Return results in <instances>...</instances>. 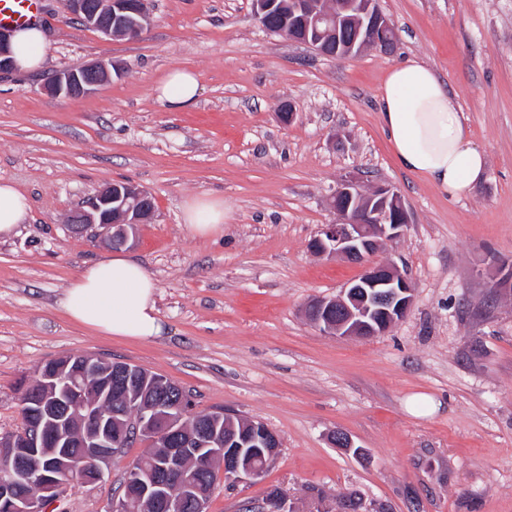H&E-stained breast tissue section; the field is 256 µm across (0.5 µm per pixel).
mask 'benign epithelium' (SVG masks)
I'll return each instance as SVG.
<instances>
[{
  "mask_svg": "<svg viewBox=\"0 0 512 512\" xmlns=\"http://www.w3.org/2000/svg\"><path fill=\"white\" fill-rule=\"evenodd\" d=\"M64 10L108 38L130 27L138 31L148 19V0H63ZM290 42L304 45L329 57H350L372 48L390 52L396 46V31L379 7V0H288V30L268 29ZM13 69L10 31L0 30V73ZM103 63L89 64L58 73L46 90L51 95L81 98L110 80ZM150 194L129 183H108L71 210L65 223L75 235L95 229L113 248L128 247L140 224L154 216L148 206ZM339 219L321 225L310 243L312 253L329 259L362 263L383 241L400 237L409 223L402 195L390 186L364 191L352 177L343 179L329 199ZM414 300L413 288L394 263L369 264L360 277L349 282L338 295L310 301L304 313L319 331L336 336H378L402 319ZM138 370L121 361L83 358L68 372L53 369L42 377L37 401L39 421L31 431L0 435V512H48L58 506L67 483L43 470L39 458L53 456L64 466L79 468L88 462L93 474L82 483L101 482L112 463L122 461L127 484L134 485L142 502H161L165 512H206L209 494L175 495L189 462L205 449L220 459L224 480L251 481L262 476L253 464L251 444L279 446L276 435L262 440H224L207 429L191 434L176 418L166 414L169 401L163 394L145 389L134 392ZM97 380L100 393H117L126 404H138L140 412L102 413L90 394L87 379ZM127 435L146 434L149 448L143 457L128 458L112 438V429ZM261 512H297L277 490L261 503Z\"/></svg>",
  "mask_w": 512,
  "mask_h": 512,
  "instance_id": "1",
  "label": "benign epithelium"
}]
</instances>
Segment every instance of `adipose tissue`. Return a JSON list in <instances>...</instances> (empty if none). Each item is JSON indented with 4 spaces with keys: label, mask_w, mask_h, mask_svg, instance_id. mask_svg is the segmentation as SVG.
Returning <instances> with one entry per match:
<instances>
[{
    "label": "adipose tissue",
    "mask_w": 512,
    "mask_h": 512,
    "mask_svg": "<svg viewBox=\"0 0 512 512\" xmlns=\"http://www.w3.org/2000/svg\"><path fill=\"white\" fill-rule=\"evenodd\" d=\"M11 51L19 70L35 71L45 61L47 36L38 23L15 29ZM196 76L169 73L157 99L168 109L192 106L198 97ZM382 127L397 164L460 198L485 175V153L471 141L468 118L434 70L419 60L390 69L380 95ZM157 285L145 269L115 254L88 265L72 280L61 308L74 322L109 336L150 340L160 336Z\"/></svg>",
    "instance_id": "ef3b65f1"
}]
</instances>
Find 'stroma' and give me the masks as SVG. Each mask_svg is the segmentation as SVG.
<instances>
[{
  "mask_svg": "<svg viewBox=\"0 0 512 512\" xmlns=\"http://www.w3.org/2000/svg\"><path fill=\"white\" fill-rule=\"evenodd\" d=\"M43 0L45 63L0 76V181L29 200L0 238V435L23 425L18 397L38 365L67 355L122 361L175 381L196 410H229L281 441L256 482L217 480L207 512H238L272 488L297 512H512V0H379L394 51L326 57L265 31L251 0H149L134 39L107 38ZM428 64L469 118L487 172L448 198L398 168L379 115L387 72ZM104 61L111 81L78 99L44 89L56 73ZM193 72L194 107L155 89ZM292 122L281 119L284 110ZM349 176L401 192L409 222L376 263L408 277L414 301L378 336L320 332L305 305L332 297L362 264L309 244L336 221L327 204ZM123 181L155 199L124 248L157 284L162 336L110 338L69 321L59 299L112 255L64 216ZM222 200L221 231L184 222L195 198ZM424 394L435 411L414 415ZM345 433L352 449L336 447ZM124 470L71 484L63 512H108Z\"/></svg>",
  "mask_w": 512,
  "mask_h": 512,
  "instance_id": "1",
  "label": "stroma"
}]
</instances>
